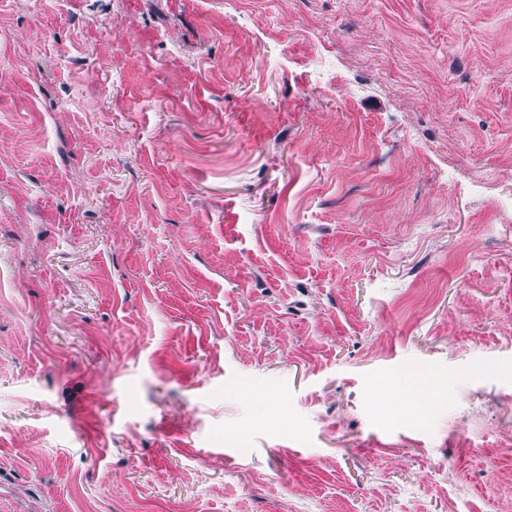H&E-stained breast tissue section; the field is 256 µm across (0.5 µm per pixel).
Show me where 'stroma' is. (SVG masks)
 <instances>
[{
    "mask_svg": "<svg viewBox=\"0 0 512 512\" xmlns=\"http://www.w3.org/2000/svg\"><path fill=\"white\" fill-rule=\"evenodd\" d=\"M0 512H512V0H0ZM399 396L393 403V415L403 418H420L431 411L434 395L430 380L417 371H410L396 380Z\"/></svg>",
    "mask_w": 512,
    "mask_h": 512,
    "instance_id": "35a3bbf8",
    "label": "stroma"
}]
</instances>
